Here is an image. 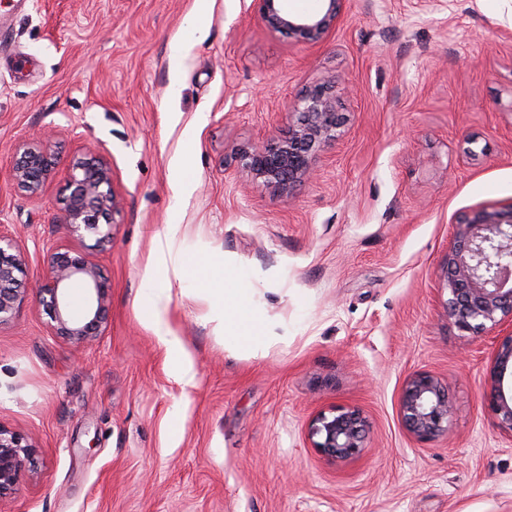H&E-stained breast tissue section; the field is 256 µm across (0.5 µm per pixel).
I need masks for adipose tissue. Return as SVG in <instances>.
Here are the masks:
<instances>
[{
	"label": "adipose tissue",
	"instance_id": "ef3b65f1",
	"mask_svg": "<svg viewBox=\"0 0 512 512\" xmlns=\"http://www.w3.org/2000/svg\"><path fill=\"white\" fill-rule=\"evenodd\" d=\"M213 294L217 301L216 316L224 329V339L230 344L259 349L265 325L257 310L246 301L247 291L234 278L221 275Z\"/></svg>",
	"mask_w": 512,
	"mask_h": 512
}]
</instances>
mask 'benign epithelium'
Here are the masks:
<instances>
[{
  "label": "benign epithelium",
  "instance_id": "obj_1",
  "mask_svg": "<svg viewBox=\"0 0 512 512\" xmlns=\"http://www.w3.org/2000/svg\"><path fill=\"white\" fill-rule=\"evenodd\" d=\"M264 22L273 32L285 33L297 44H316L336 27L346 0H323L324 6L309 15L291 14L280 0H259ZM295 116L288 138L273 144H252L237 156L251 177L276 194H284L314 174V157L325 143L336 138L338 114L335 98L323 89L305 95L293 106ZM51 135L26 140L18 147L19 161L11 178L30 197H39L54 169L49 153ZM72 191L64 202V223L77 233L84 229L105 245L112 238L111 214L122 208L121 197L111 190L107 160L93 157L78 164L71 176ZM512 205L483 207L456 221L453 244L444 258L442 275L448 290V318L466 333L481 335L512 324ZM47 270L36 288L39 305L50 318L52 330L81 345L101 335L107 323L109 287L94 265L51 246L46 251ZM24 256L17 237L0 233V325L8 322L23 301L16 285L23 273ZM81 279L87 290L79 312L72 309L67 289ZM512 334L503 337L490 370L488 407L500 430L512 434ZM407 431L426 443L448 432L451 406L445 385L427 371L406 381L399 401ZM366 424L359 412L333 407L309 422L311 447L326 459L347 461L366 447ZM38 447L27 434L0 425V499L20 491L23 468L36 467Z\"/></svg>",
  "mask_w": 512,
  "mask_h": 512
}]
</instances>
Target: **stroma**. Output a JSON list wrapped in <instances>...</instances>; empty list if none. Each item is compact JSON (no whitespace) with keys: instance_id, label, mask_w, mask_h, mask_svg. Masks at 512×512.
<instances>
[{"instance_id":"35a3bbf8","label":"stroma","mask_w":512,"mask_h":512,"mask_svg":"<svg viewBox=\"0 0 512 512\" xmlns=\"http://www.w3.org/2000/svg\"><path fill=\"white\" fill-rule=\"evenodd\" d=\"M324 84L336 137L313 180L273 194L236 151L285 138L289 105ZM48 127L55 169L33 199L10 170ZM93 155L122 198L104 247L63 222ZM509 204L512 0H347L314 45L270 31L258 0H0V228L25 256L0 424L41 452L0 512H512V437L485 402L500 337L449 321L441 272L456 219ZM173 224L198 266L169 283L154 252ZM47 243L109 287L92 342L57 336L38 304ZM215 262L261 311L258 353L224 342ZM181 354L194 385L174 378ZM421 370L453 407L427 443L399 409ZM333 406L366 421L358 458L306 439Z\"/></svg>"}]
</instances>
